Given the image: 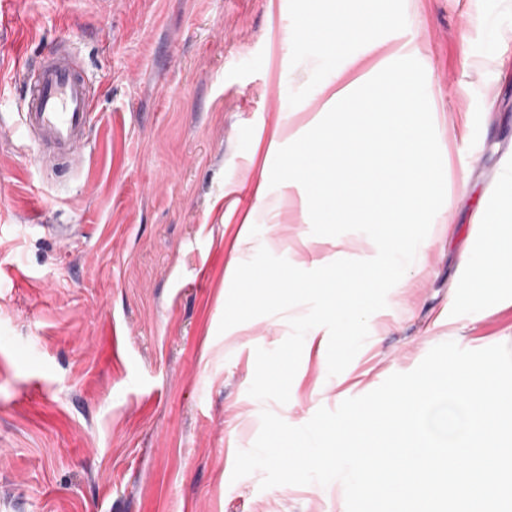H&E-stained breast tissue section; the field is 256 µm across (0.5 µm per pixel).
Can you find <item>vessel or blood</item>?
Returning a JSON list of instances; mask_svg holds the SVG:
<instances>
[{
  "instance_id": "b4317fda",
  "label": "vessel or blood",
  "mask_w": 512,
  "mask_h": 512,
  "mask_svg": "<svg viewBox=\"0 0 512 512\" xmlns=\"http://www.w3.org/2000/svg\"><path fill=\"white\" fill-rule=\"evenodd\" d=\"M27 92L18 113L41 167L72 166L91 141L97 92L83 65L65 43L25 64Z\"/></svg>"
}]
</instances>
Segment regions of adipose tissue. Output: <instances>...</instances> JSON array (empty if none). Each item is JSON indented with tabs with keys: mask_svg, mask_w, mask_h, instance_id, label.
<instances>
[{
	"mask_svg": "<svg viewBox=\"0 0 512 512\" xmlns=\"http://www.w3.org/2000/svg\"><path fill=\"white\" fill-rule=\"evenodd\" d=\"M319 19L324 46L335 50L345 42L366 38L382 21L375 7L351 13L338 9L335 0H322ZM469 286L479 295L480 309L512 302V199H505L489 212L480 226L475 246L464 257Z\"/></svg>",
	"mask_w": 512,
	"mask_h": 512,
	"instance_id": "1",
	"label": "adipose tissue"
}]
</instances>
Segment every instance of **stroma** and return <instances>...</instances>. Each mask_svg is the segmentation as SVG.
Listing matches in <instances>:
<instances>
[{
	"mask_svg": "<svg viewBox=\"0 0 512 512\" xmlns=\"http://www.w3.org/2000/svg\"><path fill=\"white\" fill-rule=\"evenodd\" d=\"M382 9L394 24L329 53L317 0H12L0 17V512H346L337 481L232 480L261 411L300 426L439 343L512 345V304L473 317L461 265L512 192V0ZM61 39L86 62L98 117L76 172L49 178L14 104L19 63ZM352 56L367 79L403 57L423 65L445 203L351 364L329 376L313 342L289 402L264 403L248 394L255 350L283 342L288 315L219 332L236 267L262 246L304 270L375 250L359 232L312 235L302 189L269 188L274 157L253 144L304 134ZM231 206L252 217L248 242L224 221Z\"/></svg>",
	"mask_w": 512,
	"mask_h": 512,
	"instance_id": "stroma-1",
	"label": "stroma"
}]
</instances>
